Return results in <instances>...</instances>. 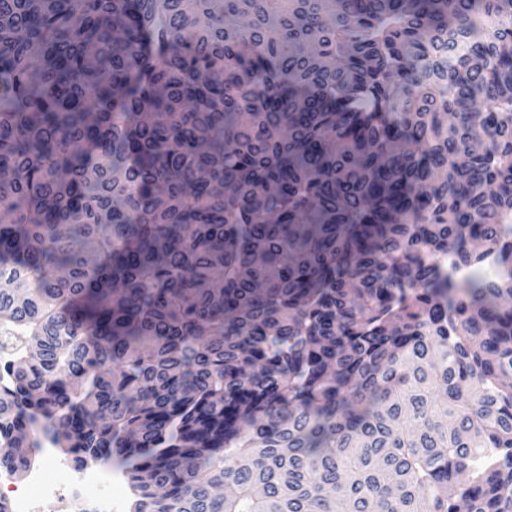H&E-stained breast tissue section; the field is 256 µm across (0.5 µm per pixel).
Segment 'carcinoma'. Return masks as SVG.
Returning a JSON list of instances; mask_svg holds the SVG:
<instances>
[{"instance_id":"obj_1","label":"carcinoma","mask_w":512,"mask_h":512,"mask_svg":"<svg viewBox=\"0 0 512 512\" xmlns=\"http://www.w3.org/2000/svg\"><path fill=\"white\" fill-rule=\"evenodd\" d=\"M0 213V468L512 512V0H0Z\"/></svg>"}]
</instances>
